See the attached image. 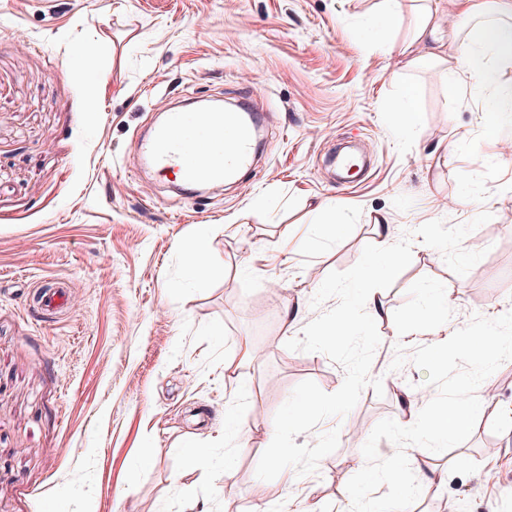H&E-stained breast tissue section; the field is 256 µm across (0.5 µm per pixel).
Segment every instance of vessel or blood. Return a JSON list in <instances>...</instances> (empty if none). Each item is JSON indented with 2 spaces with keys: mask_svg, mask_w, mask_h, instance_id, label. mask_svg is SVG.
<instances>
[{
  "mask_svg": "<svg viewBox=\"0 0 512 512\" xmlns=\"http://www.w3.org/2000/svg\"><path fill=\"white\" fill-rule=\"evenodd\" d=\"M254 107L240 112L167 109L164 126L144 141L142 151L156 174L179 173L184 185L216 182L254 161ZM232 139H225V131Z\"/></svg>",
  "mask_w": 512,
  "mask_h": 512,
  "instance_id": "1",
  "label": "vessel or blood"
}]
</instances>
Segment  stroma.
Listing matches in <instances>:
<instances>
[{
    "label": "stroma",
    "mask_w": 512,
    "mask_h": 512,
    "mask_svg": "<svg viewBox=\"0 0 512 512\" xmlns=\"http://www.w3.org/2000/svg\"><path fill=\"white\" fill-rule=\"evenodd\" d=\"M381 2L0 0V512H350L346 484L375 425L437 393L414 349L512 311V158L500 150L512 113L488 93L449 101L442 68H404L410 22L378 36ZM410 84L420 122L400 133L390 107ZM248 97L264 147L237 184L188 198L154 182L139 142L161 103ZM356 136L373 163L349 189L325 159ZM328 203L343 223L333 237ZM484 211L470 236L486 254L463 276L414 234ZM378 215L412 248L375 293L369 376L383 391L296 436L338 430L315 472L260 481L295 386L344 382L343 366L286 343L319 316L328 273L375 243ZM201 224L213 273L193 280L182 255ZM49 283L69 290L68 307L41 309ZM288 304L301 309L289 324ZM246 342L259 359L242 360ZM492 382L468 440L407 447L425 460L409 512H512V360Z\"/></svg>",
    "instance_id": "obj_1"
}]
</instances>
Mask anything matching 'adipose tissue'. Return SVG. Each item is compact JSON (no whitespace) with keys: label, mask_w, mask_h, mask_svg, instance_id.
<instances>
[{"label":"adipose tissue","mask_w":512,"mask_h":512,"mask_svg":"<svg viewBox=\"0 0 512 512\" xmlns=\"http://www.w3.org/2000/svg\"><path fill=\"white\" fill-rule=\"evenodd\" d=\"M452 5L472 22L458 45L443 49L436 37L434 0H421L413 34L402 44L406 67L426 62L443 66L451 100L459 98L456 77L463 72L474 92H491L512 105V82L504 79L512 70V0H452Z\"/></svg>","instance_id":"ef3b65f1"}]
</instances>
